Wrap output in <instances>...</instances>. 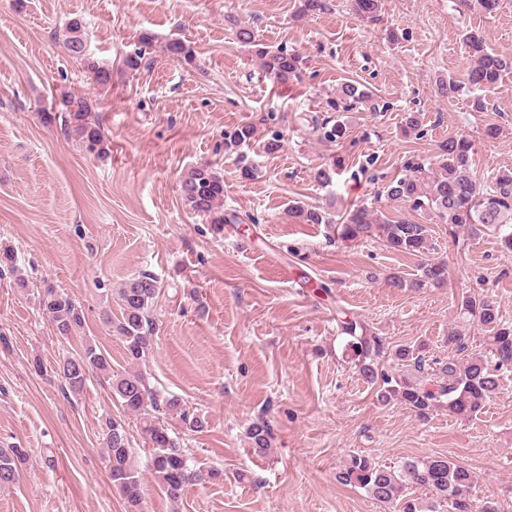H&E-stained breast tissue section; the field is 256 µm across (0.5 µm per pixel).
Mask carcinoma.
<instances>
[{"label": "carcinoma", "mask_w": 512, "mask_h": 512, "mask_svg": "<svg viewBox=\"0 0 512 512\" xmlns=\"http://www.w3.org/2000/svg\"><path fill=\"white\" fill-rule=\"evenodd\" d=\"M350 10L365 23L380 20L382 0H351ZM80 20L69 22L65 34L68 54L84 63L92 81L100 86L112 83V69L88 57ZM239 42L254 48L261 68L281 83L299 81L304 61L299 55L283 49L273 51L258 42L247 27L237 30ZM471 49L467 85L474 89H493L512 72V56L489 51L473 33L465 35ZM152 36L144 33L140 46L123 60L124 73L134 74L142 67ZM163 51L185 62L193 60V49L184 41L168 40ZM367 98L358 86L342 87L339 100L328 107L343 112L352 104ZM64 118L71 132L88 151L101 153L106 149V136L99 121L92 116V101L82 96L64 100ZM253 129L244 125L224 135V149H237L251 140ZM473 145L466 136L451 137L432 161L409 167L405 174L384 186L383 193L394 202L412 211H424L438 223L448 225V234L462 231L470 236L491 232L500 235L502 247L512 251V172L500 171L488 182H482L471 171L470 154ZM185 204L195 213L206 217L221 231L230 219L224 216V178L207 165L197 166L180 180ZM288 216L299 224L335 223L333 215L319 207L297 205L288 209ZM339 237L348 240L377 238L392 250L409 255H424L430 250V228L412 219L391 220L379 215L376 207L362 204L349 210L338 224ZM16 274L18 283L24 278L17 274L13 250L0 248V272ZM448 266L442 261L424 260L414 278L393 277L401 288H439L447 283ZM160 291L158 279L147 272L140 273L119 289L121 317H106L116 335L125 345L127 358L139 363L152 347L153 321L149 309ZM39 308L48 318L55 336L67 340L77 334L85 323L82 307L68 293L51 285L38 294ZM461 326L448 332V359H427L411 348L395 350V357L411 361L410 372L398 376L379 370L383 343L368 333L360 321L343 314L342 333L347 337L346 349L357 359L359 371L370 383H379L380 397L395 401L415 412L420 418L446 407L448 414L472 418L480 413L486 400L501 387L505 374L512 372V323L504 320L496 303L487 296L464 293L458 299ZM478 324L485 333L487 353H466L465 324ZM63 386L70 393L83 392L88 379L94 377L108 385L124 409L125 415L140 426L145 445L151 455L150 470L158 488L174 503L182 499L185 487L203 480L201 470L189 465V458L177 438L162 424V416L179 415L183 429L197 432L204 427L201 417L186 411L177 398L160 400L148 386L139 370L112 371L110 360L95 346H86L59 365ZM103 443L106 468L112 489L129 503L132 512H141L142 480L134 463L126 423L107 419L104 422ZM247 438L251 448L262 454L269 449V429L264 422L253 424ZM26 454L18 448H0V486H10L20 477ZM336 481L359 488L377 503L396 512H502L493 500H478L472 490L475 476L462 464L447 457H418L402 461L397 466H385L374 458L353 453L336 471ZM423 490L429 497L418 501L411 490Z\"/></svg>", "instance_id": "carcinoma-1"}]
</instances>
